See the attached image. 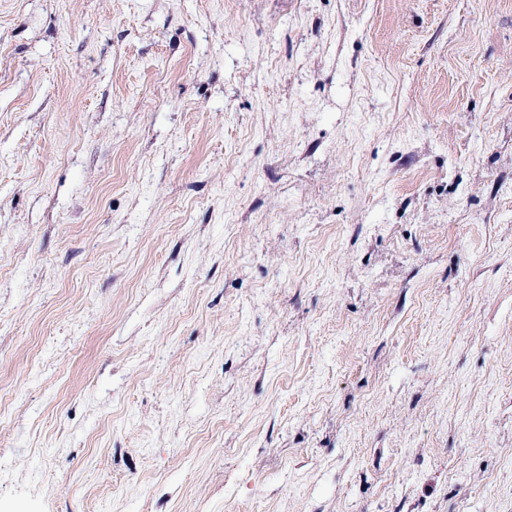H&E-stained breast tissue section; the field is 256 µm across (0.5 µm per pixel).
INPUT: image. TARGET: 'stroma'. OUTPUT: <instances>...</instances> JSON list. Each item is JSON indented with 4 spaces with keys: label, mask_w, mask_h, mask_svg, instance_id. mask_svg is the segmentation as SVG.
<instances>
[{
    "label": "stroma",
    "mask_w": 512,
    "mask_h": 512,
    "mask_svg": "<svg viewBox=\"0 0 512 512\" xmlns=\"http://www.w3.org/2000/svg\"><path fill=\"white\" fill-rule=\"evenodd\" d=\"M0 512H512V0H0Z\"/></svg>",
    "instance_id": "35a3bbf8"
}]
</instances>
